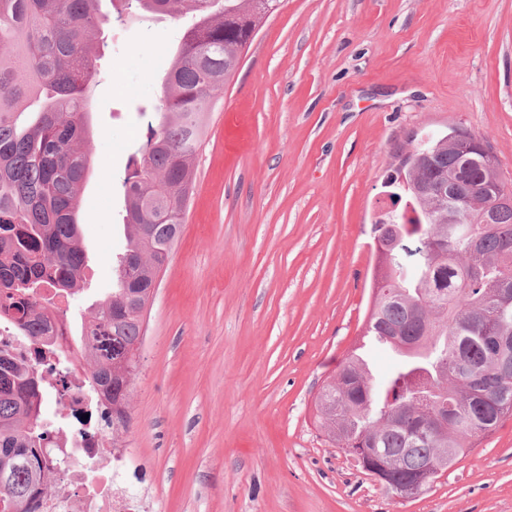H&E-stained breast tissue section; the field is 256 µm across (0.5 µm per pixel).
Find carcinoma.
Here are the masks:
<instances>
[{"instance_id": "obj_1", "label": "carcinoma", "mask_w": 512, "mask_h": 512, "mask_svg": "<svg viewBox=\"0 0 512 512\" xmlns=\"http://www.w3.org/2000/svg\"><path fill=\"white\" fill-rule=\"evenodd\" d=\"M101 0H0V318L11 317L27 346L0 339V503L33 512L50 482L37 449L44 439L38 366L55 363L64 378L70 352L49 334L38 299L45 288L75 295L86 254L79 233L80 192L91 159L90 88L101 75L95 52ZM124 16L187 19L165 75L157 125L141 159L123 178L127 249L115 288L82 316L76 354L97 399L95 427L128 432L129 406L144 317L160 268L177 242L180 212L195 185V160L208 113L235 73L261 0H121ZM405 207L374 224L377 253L367 330L397 363L376 379L351 351L317 402L336 448L379 449L397 466L391 485L447 469L474 440L512 415V371H501L497 340L512 344V189L481 154L464 159L448 136H430L398 156ZM488 187L457 224L438 200L444 177ZM123 413L112 424L111 412ZM448 418V431L431 417Z\"/></svg>"}]
</instances>
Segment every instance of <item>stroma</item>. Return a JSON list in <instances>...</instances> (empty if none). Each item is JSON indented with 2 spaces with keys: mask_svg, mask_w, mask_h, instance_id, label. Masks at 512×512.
Here are the masks:
<instances>
[{
  "mask_svg": "<svg viewBox=\"0 0 512 512\" xmlns=\"http://www.w3.org/2000/svg\"><path fill=\"white\" fill-rule=\"evenodd\" d=\"M177 36L103 27L73 325L112 289L125 168ZM452 127L512 185V0H281L210 114L149 306L124 475L147 512H512V416L409 501L314 419L365 327L395 155Z\"/></svg>",
  "mask_w": 512,
  "mask_h": 512,
  "instance_id": "obj_1",
  "label": "stroma"
}]
</instances>
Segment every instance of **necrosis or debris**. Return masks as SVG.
<instances>
[{"label": "necrosis or debris", "instance_id": "4bbe7bcc", "mask_svg": "<svg viewBox=\"0 0 512 512\" xmlns=\"http://www.w3.org/2000/svg\"><path fill=\"white\" fill-rule=\"evenodd\" d=\"M49 441L53 485L36 512H144L120 482L127 451L113 447L111 428L87 433L75 426L51 433Z\"/></svg>", "mask_w": 512, "mask_h": 512}]
</instances>
